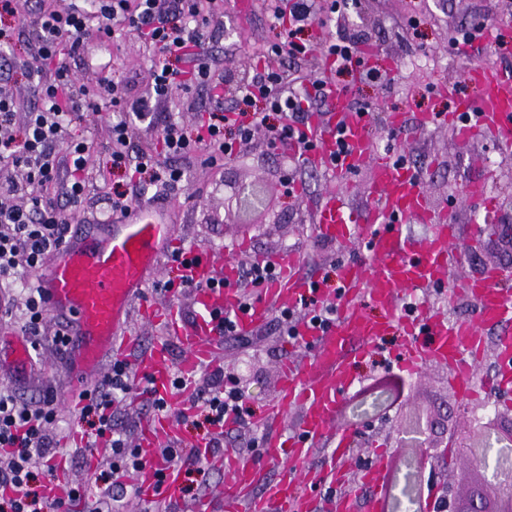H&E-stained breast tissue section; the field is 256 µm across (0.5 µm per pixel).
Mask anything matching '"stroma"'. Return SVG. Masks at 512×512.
<instances>
[{"mask_svg": "<svg viewBox=\"0 0 512 512\" xmlns=\"http://www.w3.org/2000/svg\"><path fill=\"white\" fill-rule=\"evenodd\" d=\"M253 2L252 10L244 14L238 10L237 0H223L224 27L215 32L213 46L223 56L225 70L232 73L246 69L263 44L279 37L263 0ZM491 4L492 0H358L345 16L327 22L323 29L327 37L346 27L362 32L371 50L370 65L380 70L391 68L396 78L394 86L386 89L357 70L342 77L340 85L350 98L366 104L372 114L374 154L406 153L409 163L423 175L429 206H444L459 229L453 244L456 263L449 280L442 291L431 289L425 294L452 320H471L476 312L474 304L457 290V283L480 276L491 267L512 272V245L501 233L502 227L512 226V207L507 204L512 197V148H504L491 138L462 142L447 127L422 129L418 120L446 82H455L457 96L443 99L445 111H454L457 97L480 96V89L465 79L468 61L491 63L512 75V25L500 24L490 12ZM479 19L495 26L496 46L478 43L469 54L454 53L448 43L451 34ZM148 67L145 46L134 35L115 42L88 39L71 62L83 83L119 69L136 93L148 82ZM392 112L403 116V127L396 133L390 132L386 124ZM176 164L186 171L187 183L167 204L166 212L179 243L185 247L216 251L239 263L294 252L306 260L305 275L327 279L332 289L337 286V266L362 254L356 242H331L316 235L309 222L310 213L328 190L326 176L310 166L293 169L289 155L281 149L257 140L217 167H206L188 158L177 159ZM88 170L92 187L83 212L91 218L110 211L104 185L109 167L102 148L90 157ZM260 173L267 178L268 212L254 216L248 224L225 223L228 184L251 181ZM291 173L303 183L302 190L294 194L283 184L284 177ZM473 181L484 182L487 196L497 204L496 213L486 214L479 202L467 198L466 188ZM400 354L399 338L389 336L355 366V387L367 390L368 396L366 402L359 403L354 395H346L336 412V432L355 435L345 459L348 480L337 487V494L354 493L360 500H367L371 492L359 478L366 468L378 467L380 454L386 453L394 476V497L396 502L402 499L405 486L413 482L417 472V453L414 448L400 446L399 440L410 416L417 411L439 416L446 424L434 438L427 465L436 491L452 483L460 492H467L468 478L475 470L462 466L458 454L449 453L451 442L467 437L487 405L502 412L512 409V390L469 402L452 388L447 365L430 361L410 372L399 366ZM311 356L309 346L290 342L266 326L254 335L250 345L222 341L217 363L223 366L225 375L234 378L254 416L259 417L277 398L282 362H300ZM37 357L27 374L7 371L0 376L15 385L25 401L53 391L60 407L61 427L79 431L78 413L68 401L73 379L66 356L41 348Z\"/></svg>", "mask_w": 512, "mask_h": 512, "instance_id": "stroma-1", "label": "stroma"}]
</instances>
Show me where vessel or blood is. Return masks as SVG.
<instances>
[{"instance_id": "obj_1", "label": "vessel or blood", "mask_w": 512, "mask_h": 512, "mask_svg": "<svg viewBox=\"0 0 512 512\" xmlns=\"http://www.w3.org/2000/svg\"><path fill=\"white\" fill-rule=\"evenodd\" d=\"M466 75L484 85V96L461 101L448 114L436 109L424 113L422 124L452 127L463 141L489 135L511 147L512 78L474 64ZM333 98L329 112L313 118L307 130L315 145L309 161L327 174L332 185L316 206L313 223L325 239L366 237L368 253L339 269L342 292L335 324L325 330L300 324L301 341L313 348L311 360L282 367L279 398L267 418L269 444L284 449L290 461L301 463L299 475L267 483L260 463L232 451L211 455L205 441H196L200 456L226 476L219 503L224 512H313V502L301 493V485L343 483L342 468L325 471L308 466L307 461L315 444L325 439H336V454H346L349 439L336 437L333 428L338 399L354 383L350 367L392 332H399L404 341L402 368L414 371L430 360L448 364L454 390L470 399L476 395L470 374L486 345L483 331L499 329V369L491 385L499 390L512 386V291L502 287L505 270L492 268L463 283L476 305L474 320L452 321L426 304L407 313L404 294L446 280L458 228L429 209L418 189L419 172L388 157L370 160L366 114L353 111L344 92H334ZM369 160L374 163L370 203L360 211L352 206L342 180ZM409 223L429 225L428 237L419 241L405 235L403 227ZM174 240L173 228L157 220L154 209L140 208L119 219L106 218L96 234L71 236L48 270L35 279L50 314L66 324L72 338L68 356L77 388H84L107 358L133 349L135 374L147 377L155 397L185 405L186 393L173 388V377L178 374L192 381L216 360L213 313L233 316L239 333L246 336L266 323L271 308H294L303 297L325 295L314 280L302 276L303 261L291 253L276 257L279 276L261 288L258 299L242 306L240 292L233 286L235 262L197 251L183 272L202 287L192 295L195 318L185 322L174 310L138 301L158 275L163 250ZM135 313L160 324L166 338L136 349L129 331ZM175 345L184 354L177 363L171 355ZM292 408L301 417L290 429L283 415ZM178 435L166 415L157 413L142 422L137 445L146 464L134 478L142 500L154 499L157 483L171 489L178 485L180 471L160 454L161 447Z\"/></svg>"}]
</instances>
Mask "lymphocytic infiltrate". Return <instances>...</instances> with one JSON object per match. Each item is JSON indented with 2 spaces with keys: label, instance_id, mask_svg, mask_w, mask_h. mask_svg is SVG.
Returning a JSON list of instances; mask_svg holds the SVG:
<instances>
[{
  "label": "lymphocytic infiltrate",
  "instance_id": "1",
  "mask_svg": "<svg viewBox=\"0 0 512 512\" xmlns=\"http://www.w3.org/2000/svg\"><path fill=\"white\" fill-rule=\"evenodd\" d=\"M349 5L350 0H270L268 18L280 38L239 79L237 102L228 108L223 64L213 54L210 37L224 23L218 0H34L26 17L19 0H0V59L10 60V48L27 40L23 67L33 89L29 100L0 91V322L14 323L35 347L47 341L60 353L69 341L65 328L53 327L33 281L68 241L90 187L85 174L96 143L76 129L89 122L96 91H110L113 105L121 109L105 145L110 170L123 181L109 196L112 212L127 213L146 197L168 203L187 179L174 158L201 151L213 165L258 139L273 147L295 144L302 155L312 150L305 134L311 111L332 90L319 75L302 81L283 60L309 58L330 65L338 77L366 67L360 33L343 31L325 39L311 34ZM93 31L109 39L129 31L140 34L150 62L148 95L132 94L117 77L98 79L92 87L77 85L66 59L79 52ZM366 69L373 80L393 86L390 73ZM186 86L205 90L213 103L191 129L174 115H157L175 90ZM139 124L158 128L170 163H161L152 145L132 146L131 129ZM21 197L26 200L22 206L17 203ZM335 315V300L306 299L296 309L280 311L275 326L294 340L299 322L325 327ZM134 390L154 412L168 414L177 425L206 428L211 452L223 449L229 420L235 431L247 435V448L258 449L263 442L242 391L220 368L207 370L204 383L194 384L196 411L188 415L155 398L148 381H133L127 359L113 358L92 387L74 395L83 445L65 454L54 431V394L23 402L13 387L1 385L0 512H120L134 486L133 474L144 465L139 448L115 423L117 404ZM102 442L110 454L98 463L94 457ZM160 453L179 467L180 493L192 494L206 472L204 460L179 440ZM76 463L93 465L96 494L87 495L84 484L72 482L64 495L48 497L58 465Z\"/></svg>",
  "mask_w": 512,
  "mask_h": 512
}]
</instances>
